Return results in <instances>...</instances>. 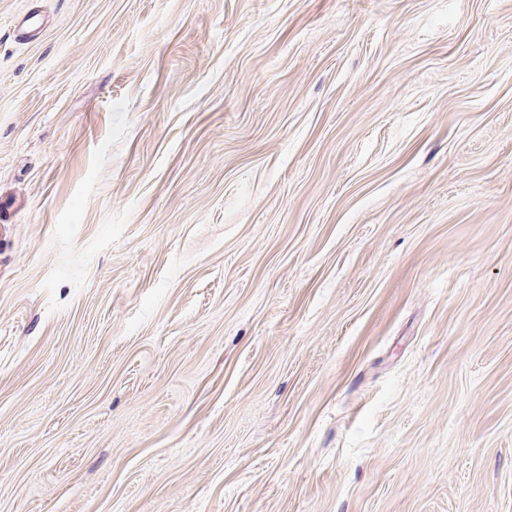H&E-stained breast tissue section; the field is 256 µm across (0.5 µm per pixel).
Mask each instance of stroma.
<instances>
[{
    "instance_id": "stroma-1",
    "label": "stroma",
    "mask_w": 512,
    "mask_h": 512,
    "mask_svg": "<svg viewBox=\"0 0 512 512\" xmlns=\"http://www.w3.org/2000/svg\"><path fill=\"white\" fill-rule=\"evenodd\" d=\"M0 512H512V0H0Z\"/></svg>"
}]
</instances>
